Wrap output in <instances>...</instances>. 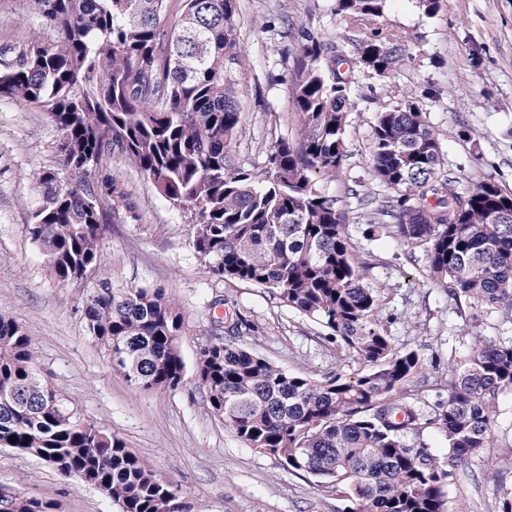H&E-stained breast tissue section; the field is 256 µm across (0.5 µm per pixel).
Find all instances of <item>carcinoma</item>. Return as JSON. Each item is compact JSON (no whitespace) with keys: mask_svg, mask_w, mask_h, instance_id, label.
<instances>
[{"mask_svg":"<svg viewBox=\"0 0 512 512\" xmlns=\"http://www.w3.org/2000/svg\"><path fill=\"white\" fill-rule=\"evenodd\" d=\"M48 45L0 49V95L47 112L57 130V170L26 233L61 283L88 269L105 287L88 289L83 320L113 371L143 391L183 381L179 343L185 319L161 288L132 287L101 271L105 224L137 215L115 180L100 177L120 153L171 205L193 217L189 245L226 283L271 290L323 330L336 360L355 374L322 379L290 373L238 343L261 324L231 298L224 337L197 351L195 376L211 413L247 447L273 457L346 512H447L448 486L473 460L498 447L499 397L512 393V344L479 338L448 358L429 400L427 363L394 348L381 319L384 289L364 283L336 198L318 188L338 177L355 69L386 76L406 56V37L381 27L385 0H336L339 42H310L293 59L296 140L277 134L264 166H236L244 122L233 96L240 65L236 0H29ZM353 46L349 51L347 46ZM409 101L376 111L368 165L389 192L363 230L392 236L426 259L428 276L456 307L483 306L512 323V194L492 182L466 190L445 175L437 134ZM433 430L444 450L425 433ZM16 436V442L9 441ZM0 447L13 448L78 478L118 512H191L187 494L118 435L85 421L79 405L47 383L33 340L0 311ZM6 512H53V503L15 492Z\"/></svg>","mask_w":512,"mask_h":512,"instance_id":"cac0c4a2","label":"carcinoma"}]
</instances>
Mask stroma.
I'll list each match as a JSON object with an SVG mask.
<instances>
[{"instance_id":"obj_1","label":"stroma","mask_w":512,"mask_h":512,"mask_svg":"<svg viewBox=\"0 0 512 512\" xmlns=\"http://www.w3.org/2000/svg\"><path fill=\"white\" fill-rule=\"evenodd\" d=\"M335 0H237V36L244 50L235 97L244 113L237 158L260 167L270 147L266 113L280 131L296 136L293 79L287 53L306 37L337 40L343 25ZM384 26L407 38V59L388 77L355 73L356 108L346 132L342 174L325 183L352 235L353 252L366 263V282L386 290L383 320L395 348L418 349L431 365L464 352L475 337L512 341V325L476 306H455L425 275L422 253L395 238H369L367 201L384 189L368 182L376 99L422 105L439 135L444 167L460 188L490 181L512 193V0H439L433 14L416 0H387ZM28 0H0V46L34 39L52 42ZM57 131L46 112L0 97V307L32 337L41 376L74 398L85 420L122 437L158 476L179 483L198 512H344L343 499L314 488L268 455L246 447L209 410L195 381L201 342L223 335L218 296L237 300L265 331L246 347L291 373L324 376L338 369L321 329L280 304L264 289L228 284L202 264L188 243L190 215L162 198L120 155L104 175L123 185L135 218L107 225L102 262L114 280L165 289L188 327L180 342L185 377L174 390L141 392L113 372L88 335L83 283L63 284L47 271L25 233L41 196L39 177L54 169ZM498 446L493 466L473 462L448 488L447 512H496L512 492V394L499 398ZM0 489L53 501L55 512H117L111 499L40 460L0 447Z\"/></svg>"}]
</instances>
